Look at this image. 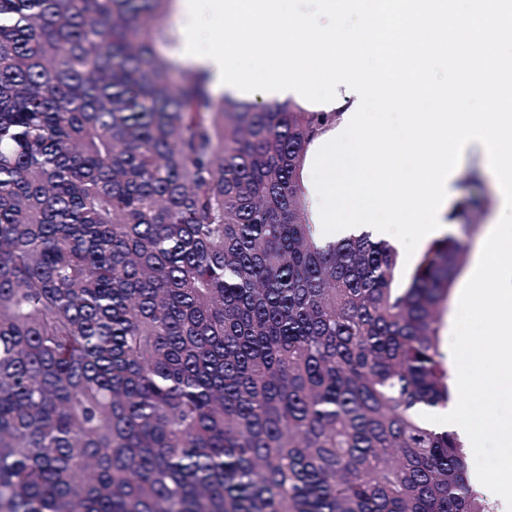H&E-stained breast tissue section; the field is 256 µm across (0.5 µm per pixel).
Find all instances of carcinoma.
I'll return each mask as SVG.
<instances>
[{
    "label": "carcinoma",
    "mask_w": 512,
    "mask_h": 512,
    "mask_svg": "<svg viewBox=\"0 0 512 512\" xmlns=\"http://www.w3.org/2000/svg\"><path fill=\"white\" fill-rule=\"evenodd\" d=\"M169 2L0 0V512H489L422 417L468 245L320 242L340 113L214 96ZM183 3L184 2L182 0H173L169 6V12L166 19V24L175 32L177 36L176 42L171 45L158 44L157 50L160 54L169 57L171 60H175L177 62H183L182 60H184L193 66H197L208 71L211 76L210 87L214 92V84L216 83V80L218 79L217 77L219 75L217 64L215 65L211 60H193L192 56L190 58L187 57L186 60L185 57L181 59L182 48L186 46V42L185 45L183 44L185 37V32L182 29L183 20L184 24L189 23V16L185 15V13H187V9H185V5H183ZM220 93H227L232 96H238L236 94H241L239 91L233 90V88H229V86H224L223 89L220 88L218 92H214L216 95Z\"/></svg>",
    "instance_id": "carcinoma-1"
}]
</instances>
